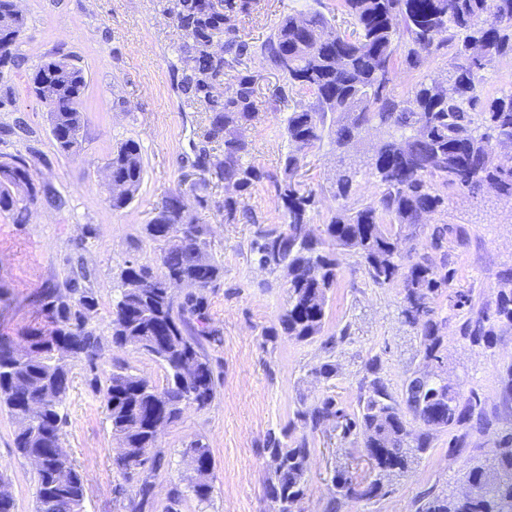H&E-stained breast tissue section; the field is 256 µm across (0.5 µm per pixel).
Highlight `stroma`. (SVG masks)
Listing matches in <instances>:
<instances>
[{
  "mask_svg": "<svg viewBox=\"0 0 512 512\" xmlns=\"http://www.w3.org/2000/svg\"><path fill=\"white\" fill-rule=\"evenodd\" d=\"M174 0H23L26 29L13 53L17 65L0 70V96L13 105L0 109V161L38 152L34 181L42 193L26 222L0 213V338L18 343L34 328L49 329L38 296L63 288L72 268L89 273L97 305L91 322L104 338L97 370L75 363L62 412L61 445L82 474L85 512H131L138 480L123 481L114 460L122 445L113 436L101 390L116 367L124 366L156 386L165 369L133 345L110 339L112 301L119 275L131 263L159 268L160 246L144 227L172 190H189L202 172L201 148L221 154L224 145L202 143L207 114L180 88V48L185 41L167 10ZM317 9L332 17L336 0H259L255 11L234 19L240 39L261 43L286 15ZM62 55L82 68L86 87L80 110L83 125L77 152L57 150L48 107L34 94L31 78L41 63ZM309 95L290 94L280 111L259 113L244 131L248 162L266 179L237 194L239 217L224 215V184L211 180L208 205L199 210L211 233L208 253L223 268L215 287L205 289V328L200 350L215 378L210 405L186 406L181 418L159 436L157 464L141 470L153 485L144 512H276L267 485L274 464L267 449L297 425V413L326 397L346 409L357 406L371 358L394 397H401L414 372L426 371L422 338L403 315L401 282L379 287L357 256H339L336 286L329 294L321 332L301 340L287 335L279 317L288 305L284 271L261 268L250 244L259 229H284L286 217L275 184L290 146L284 131L288 112L306 106ZM140 148L144 177L133 201L119 211L109 201L105 166L126 140ZM339 165L330 137L304 158L302 173L315 192L314 229L337 207L333 179ZM444 224L442 251L453 278L435 299L442 338V364L436 372L460 404L480 399L482 416L462 425L433 430L429 448L408 473L384 477L385 496L372 499L338 495V470L375 479L362 436H344L329 420L309 433L306 491L293 512H416L426 493L463 490L469 463L485 459L512 433V325L497 324L493 336L475 343L467 321L494 312L501 293L512 291V199L487 193L475 198L453 194L447 208L423 224L414 244L433 249L432 232ZM466 295L458 303V295ZM333 365L323 377V365ZM16 426L0 410V477L15 512H34L38 488L34 464L14 446ZM210 449L213 459L210 501L192 493L196 474L186 453L192 442Z\"/></svg>",
  "mask_w": 512,
  "mask_h": 512,
  "instance_id": "1",
  "label": "stroma"
}]
</instances>
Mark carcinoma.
<instances>
[{
  "label": "carcinoma",
  "mask_w": 512,
  "mask_h": 512,
  "mask_svg": "<svg viewBox=\"0 0 512 512\" xmlns=\"http://www.w3.org/2000/svg\"><path fill=\"white\" fill-rule=\"evenodd\" d=\"M255 0H176L170 9L177 27L188 42L181 47L184 91L191 101L204 106L208 124L206 143L221 140L223 153L215 157L201 150L197 166L211 171L225 189L242 192L268 174L244 162L248 142L243 131L261 111H279L285 90L308 92L312 101L288 113L286 134L292 149L283 161L277 190L287 218L286 228L260 229L251 250L257 261L272 271L282 269L288 277V307L279 318L282 330L299 339L318 335L323 327L328 293L336 286L337 253L355 254L373 284L384 287L403 284L408 306L406 321L420 331L424 357L439 353L433 301L448 287L445 257L437 258L412 247L403 255L398 244L416 237L425 219L444 211L449 193L467 190L476 194L492 190L512 197V166H504L500 147H512V93L483 95L484 72L512 61V0H338L337 10L350 19L352 29L334 32L330 41L320 35L331 27L320 11L283 18L276 30L259 45L239 39L226 24L238 15L255 10ZM25 28V16L15 0H0V65L15 61L11 52ZM258 53L288 80V88L276 87L261 101L255 76H238L226 86V70L248 55ZM440 59L444 73L425 74L404 93L390 86L396 62L421 70ZM37 97L57 102L50 112L57 149L72 153L80 146L83 114L79 109L85 87L81 68L70 61L50 59ZM376 125L383 138L373 147L366 173L380 189L376 200L357 206L346 203L360 168L341 163L336 171V199L341 204L317 236L310 224L315 194L296 181L304 150L328 133L341 153L353 151L363 129ZM32 160L13 157L0 163V212L21 222L37 200L31 173ZM107 178L124 186L112 196V210L126 208L143 178L140 146L122 143L106 165ZM206 179L193 184L192 195L177 189L166 196L148 224L147 237L162 243V273L146 264H130L120 274L118 294L112 301V343L132 344L161 361L167 370L165 385L158 387L127 369L113 372L102 391L112 433L131 449L134 463L117 470L131 480L132 466H145L157 446L153 413L170 424L182 407L210 404L215 381L208 361L198 351L197 337L186 314L205 320L203 297L190 294L180 312L174 311L172 280L203 290L212 288L223 269L207 253L208 225L190 215L193 207L205 208L207 198L199 191ZM88 273L80 269L69 278L66 292L41 294L42 310L52 328L32 329L25 338L28 353L0 343V407L7 409L16 425L14 445L25 457L41 459L37 469L35 512H81L85 486L82 475L66 457L57 453L61 443L71 362L85 361L96 368L103 336L90 325L96 301L86 288ZM512 324V296H503L495 312L481 314L470 338L482 339L493 332L494 322ZM198 361L195 372L181 371L184 360ZM373 378L367 394L359 398L358 410L349 413L331 397L298 413L304 427L316 430L335 419L344 435L363 434L364 448H378L374 465L379 475L404 474L416 454L426 451L429 438L414 436L403 419L407 407L424 426L463 424L475 404L459 407L448 389L432 381L414 379L397 401L378 376V360L369 363ZM275 462L268 493L278 512L305 494L304 475L309 448L303 435L288 445L271 441ZM190 451L203 461L193 484L201 501L212 494L213 467L210 449L196 441ZM465 485L470 492L457 496L427 494L416 512H512V436L492 449V458L469 465ZM345 497L374 498L386 495L381 480L364 485L347 475L335 480Z\"/></svg>",
  "instance_id": "carcinoma-1"
}]
</instances>
